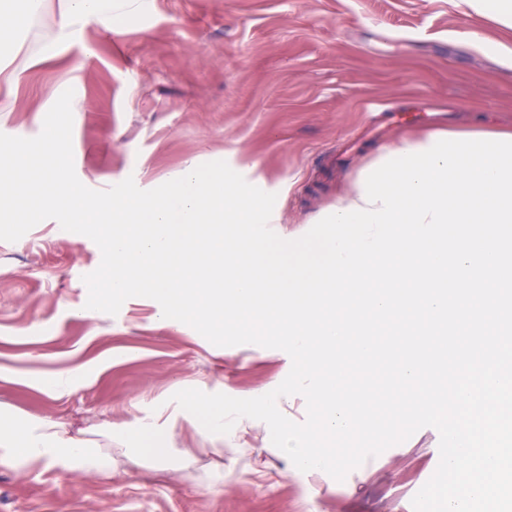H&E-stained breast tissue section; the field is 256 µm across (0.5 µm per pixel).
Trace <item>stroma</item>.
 <instances>
[{"mask_svg":"<svg viewBox=\"0 0 512 512\" xmlns=\"http://www.w3.org/2000/svg\"><path fill=\"white\" fill-rule=\"evenodd\" d=\"M61 0H45L0 37V133L31 138L73 89L79 180L105 190L133 178L155 188L185 168L222 160L276 194L281 238L352 190L379 149L430 134L417 102L447 109L448 132L512 129V72L500 65L512 29L454 0H147L111 32L75 25L61 37ZM476 30L490 46L461 37ZM101 262L88 238L47 219L0 241V423H67L110 471L0 467V512H413L439 463L425 427L344 481L298 470L268 426L239 419L223 454L171 397L197 388L252 398L274 390L292 361L278 349L219 347L193 328L158 326L159 304L80 315L83 281ZM83 368L67 391L35 384ZM172 430L164 462L129 463L148 431Z\"/></svg>","mask_w":512,"mask_h":512,"instance_id":"obj_1","label":"stroma"}]
</instances>
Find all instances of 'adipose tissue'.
Listing matches in <instances>:
<instances>
[{
	"mask_svg": "<svg viewBox=\"0 0 512 512\" xmlns=\"http://www.w3.org/2000/svg\"><path fill=\"white\" fill-rule=\"evenodd\" d=\"M142 0H66L60 15V30L68 32L73 19L98 22L111 28L114 15L134 9ZM111 459H89L84 439L74 437L66 424L53 422L0 432V466L55 467L93 472L99 466H111Z\"/></svg>",
	"mask_w": 512,
	"mask_h": 512,
	"instance_id": "ef3b65f1",
	"label": "adipose tissue"
}]
</instances>
